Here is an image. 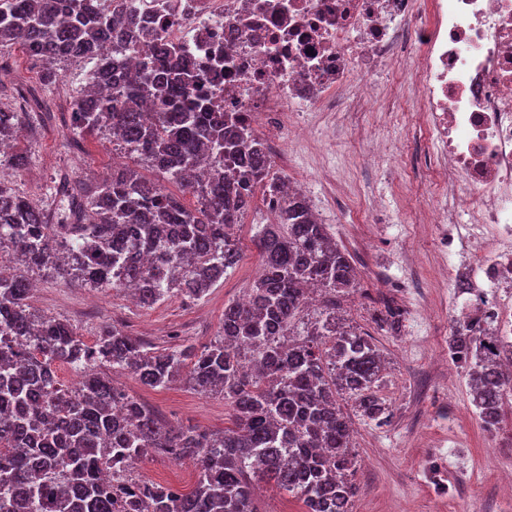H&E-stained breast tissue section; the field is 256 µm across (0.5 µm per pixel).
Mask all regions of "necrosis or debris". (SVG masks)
Instances as JSON below:
<instances>
[{"label":"necrosis or debris","mask_w":512,"mask_h":512,"mask_svg":"<svg viewBox=\"0 0 512 512\" xmlns=\"http://www.w3.org/2000/svg\"><path fill=\"white\" fill-rule=\"evenodd\" d=\"M170 60L195 62L215 111L242 113L271 159L296 112L423 114L421 169L448 227V270L464 275L489 335L512 342V0H136Z\"/></svg>","instance_id":"obj_1"}]
</instances>
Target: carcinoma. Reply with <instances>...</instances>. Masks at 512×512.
Listing matches in <instances>:
<instances>
[{"label": "carcinoma", "mask_w": 512, "mask_h": 512, "mask_svg": "<svg viewBox=\"0 0 512 512\" xmlns=\"http://www.w3.org/2000/svg\"><path fill=\"white\" fill-rule=\"evenodd\" d=\"M125 36V26L90 0H0V50L25 46L44 61L47 85L61 78L52 63L80 55L92 61L88 83L112 87L98 111L83 97L75 101L71 133L109 129L126 154L162 177L151 181L123 164L94 189L56 184L54 221L0 181V512H258L256 477L302 499L306 512H352L350 425L338 399L386 423L388 407L375 390L382 355L370 334L341 322L357 271L302 200L282 198L279 223L257 239L263 268L250 299L224 304L220 334L200 348L156 350L113 326L88 344L67 322L31 310L32 272L95 290L138 284L144 306L175 293L201 299L237 264L231 231L248 209V191L269 181L271 161L244 119L198 111L194 64L171 66L157 46L159 67L139 82L121 81L104 47ZM144 97L163 111H142ZM19 123L20 113L0 110V147ZM204 146L239 165V178L214 172L191 180L186 170L200 163ZM168 182L192 193L195 207ZM312 287L322 305L308 323ZM487 340L474 319L456 322L448 355L469 373L481 421L495 428L512 375L493 365L500 354ZM59 363L74 371V386L58 380ZM107 367L151 388L183 381L219 394L231 426L212 433L163 425L112 382ZM151 454L193 463V486L133 476Z\"/></svg>", "instance_id": "cac0c4a2"}]
</instances>
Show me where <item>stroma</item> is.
<instances>
[{
  "label": "stroma",
  "mask_w": 512,
  "mask_h": 512,
  "mask_svg": "<svg viewBox=\"0 0 512 512\" xmlns=\"http://www.w3.org/2000/svg\"><path fill=\"white\" fill-rule=\"evenodd\" d=\"M86 67L72 61L62 78L44 84L41 68L19 45L0 53V106L14 110L25 99L23 133L17 150L26 158L18 170L0 166V180L56 213L49 188L68 180L93 186L126 162L124 152L103 136L73 137L71 112L85 82ZM386 125L391 151L374 159L366 146L351 139L350 130L366 120ZM334 116L322 114L308 142L287 147L275 174L293 177L307 189L322 223L351 255L361 272L344 304L347 325L369 332L385 359L377 394L391 412L388 422L351 413L352 454L358 494L352 512H512V498L499 492L503 474L512 472V402L506 403L496 430H486L472 404L464 370L448 360V336L454 299L448 288L444 242L438 225L419 224L415 215L436 204L432 189L416 196L402 189L416 175L411 134L390 123L387 112H350L342 120L347 134L333 131ZM371 181L379 198L401 192V209L387 224H358L351 214L364 213L367 197L342 207L334 196L335 180ZM267 215L263 193H255L234 239L238 263L205 297L170 296L152 305L130 303L125 293L93 291L77 282L37 277L30 300L40 313L70 323L86 342L104 326H117L151 346L167 348L182 341L202 345L217 336L225 303L238 300L261 272L255 245ZM394 301L404 313L400 333L381 330L375 318L382 300ZM126 391L150 409L160 422L223 430L231 409L219 395L198 393L185 383L152 389L125 374ZM136 475L175 488L195 481L191 465L162 457L139 463Z\"/></svg>",
  "instance_id": "stroma-1"
}]
</instances>
